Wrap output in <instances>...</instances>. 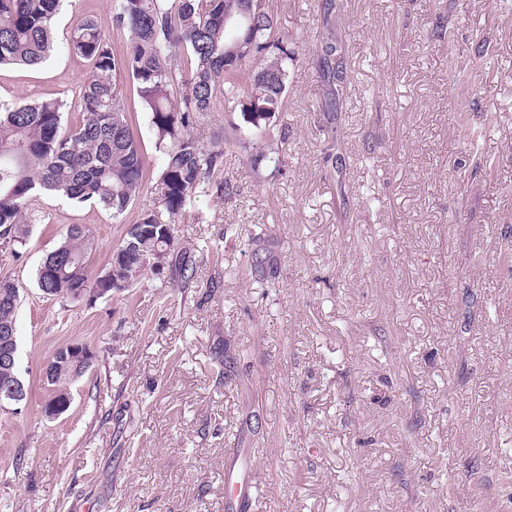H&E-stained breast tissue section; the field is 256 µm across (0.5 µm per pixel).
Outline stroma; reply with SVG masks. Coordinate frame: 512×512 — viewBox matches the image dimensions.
<instances>
[{"instance_id":"stroma-1","label":"stroma","mask_w":512,"mask_h":512,"mask_svg":"<svg viewBox=\"0 0 512 512\" xmlns=\"http://www.w3.org/2000/svg\"><path fill=\"white\" fill-rule=\"evenodd\" d=\"M266 6L302 54L287 154L275 166L242 130L234 197H196L177 226L193 279L94 302L39 290L64 225L90 228L101 270L156 209L148 189L121 222L37 197L26 245L0 248L26 390L0 407V512H225L233 445L255 451L256 512H512V0H336L352 84L332 120L319 0ZM112 8L66 0L53 56L0 68V98H71L89 65L67 36L92 17L122 46ZM76 341L96 361L48 418L43 368Z\"/></svg>"}]
</instances>
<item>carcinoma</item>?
Here are the masks:
<instances>
[{"label": "carcinoma", "mask_w": 512, "mask_h": 512, "mask_svg": "<svg viewBox=\"0 0 512 512\" xmlns=\"http://www.w3.org/2000/svg\"><path fill=\"white\" fill-rule=\"evenodd\" d=\"M62 0H0V67H37L51 51V29ZM334 0H323V31L315 47L317 65L328 87L323 111L336 113L347 74L336 63L339 36ZM113 21L125 34L117 51L92 18L71 32L68 46L89 63L75 91L82 123H63L67 102L0 100V246L17 252L26 244L36 216L34 198L52 194L81 206L91 203L120 220L144 188L155 194L162 212L144 211L99 272L89 264L91 234L69 224L63 241L37 271V286L48 298L74 300L84 292L106 299L137 287L145 276L169 266L193 278L194 267L176 224L201 192L233 193L224 173V145L204 144L191 129L216 103L240 114L241 126L269 135L266 157L279 167L277 119L288 111L287 89L299 52L276 22L265 0H116ZM124 74L141 109L149 114L162 157L151 179L140 141L113 75ZM134 247L125 250L127 242ZM19 288L0 277V336L17 335ZM80 377L57 367L47 402L71 396Z\"/></svg>", "instance_id": "1"}]
</instances>
